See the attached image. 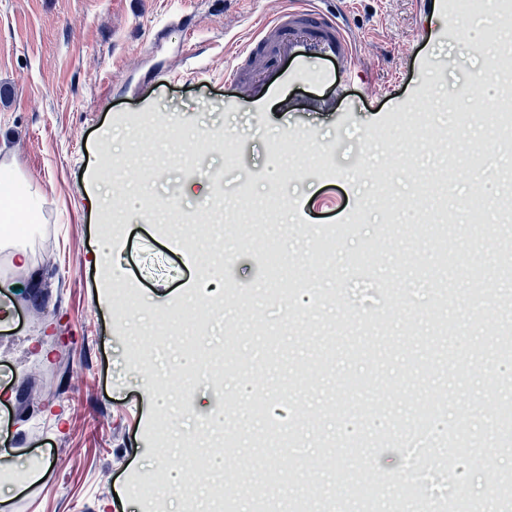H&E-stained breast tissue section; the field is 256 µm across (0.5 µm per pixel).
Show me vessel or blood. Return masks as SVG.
Listing matches in <instances>:
<instances>
[{
	"label": "vessel or blood",
	"instance_id": "obj_1",
	"mask_svg": "<svg viewBox=\"0 0 512 512\" xmlns=\"http://www.w3.org/2000/svg\"><path fill=\"white\" fill-rule=\"evenodd\" d=\"M268 56L282 63L273 78L256 66L257 58ZM354 56L355 38L334 12L323 10L319 0H286L239 54L232 79L247 98L281 96L297 81L332 80V73L314 69V62L334 60L348 69Z\"/></svg>",
	"mask_w": 512,
	"mask_h": 512
}]
</instances>
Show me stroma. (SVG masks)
<instances>
[{"instance_id":"obj_1","label":"stroma","mask_w":512,"mask_h":512,"mask_svg":"<svg viewBox=\"0 0 512 512\" xmlns=\"http://www.w3.org/2000/svg\"><path fill=\"white\" fill-rule=\"evenodd\" d=\"M279 6L0 0V163L38 189L43 214L0 246V451L17 473L0 477V512H151L156 502L216 512L215 488L247 452L256 465L236 512H254L258 496L267 512H288L311 488L331 512H363L350 488L367 471L394 477L376 512H424L427 501L403 497L412 451L447 453L453 432L470 443L462 480L483 507L496 477L512 473V445L491 412L512 389H491L478 371L428 368L441 352L482 355L497 370L495 301L512 298L492 247L512 148L486 124L448 125L450 112L501 95L492 81L468 82L461 64L471 46L472 66L488 63L486 21L458 13L457 0L425 11L415 0H338L359 37L352 70L250 103L228 75ZM433 128L447 131V149ZM444 151L455 164L440 190L432 177ZM95 176L106 184L98 198ZM476 187L481 234L466 204ZM443 194L453 244L481 264L484 296L465 263L436 267L430 234ZM108 212L122 219L109 238ZM330 236L335 247L318 253ZM378 242L375 266L358 270L354 256ZM272 255L275 278L264 272ZM205 258L249 296L248 314L221 294L203 325L185 320ZM288 287L297 295L287 308ZM442 288L456 323L447 336L429 315ZM318 352L325 372L283 385L289 363ZM352 374L360 392L343 388ZM443 393L436 427H416L417 406ZM259 399L266 415L254 412ZM188 407L194 415L172 429ZM375 430L390 433L389 446L343 454L348 433ZM323 434L341 465L309 486L298 476L322 455ZM189 440L209 459L201 471L182 465ZM162 471L192 482L193 502L171 498Z\"/></svg>"}]
</instances>
